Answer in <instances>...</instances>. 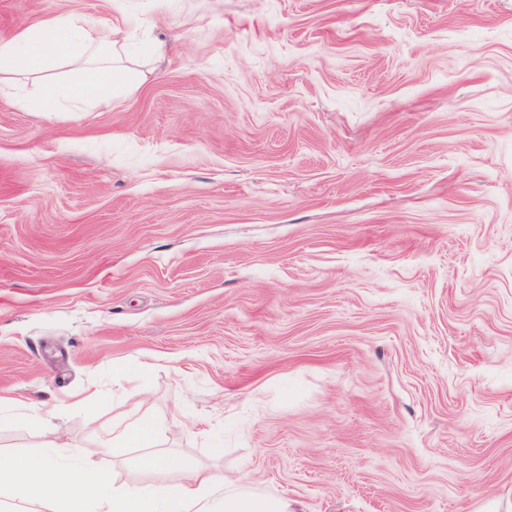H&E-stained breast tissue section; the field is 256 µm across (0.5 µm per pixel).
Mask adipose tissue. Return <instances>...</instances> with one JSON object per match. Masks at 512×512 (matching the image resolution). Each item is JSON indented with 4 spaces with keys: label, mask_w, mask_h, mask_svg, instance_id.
Here are the masks:
<instances>
[{
    "label": "adipose tissue",
    "mask_w": 512,
    "mask_h": 512,
    "mask_svg": "<svg viewBox=\"0 0 512 512\" xmlns=\"http://www.w3.org/2000/svg\"><path fill=\"white\" fill-rule=\"evenodd\" d=\"M122 51L117 40L78 15L44 18L0 37V88L71 58L80 64L74 80L40 83L33 96L18 97V104L42 112L107 108L115 93L134 90L142 78L141 71L122 64ZM158 432L155 420L134 411L123 427L103 432L99 449L116 460L142 449L141 469L177 474L175 482L125 486L104 472L87 476L84 452L49 444L23 459L0 453V489L15 492L25 512L45 506L59 512H296L288 498L258 493L246 481L226 479L189 457L156 453Z\"/></svg>",
    "instance_id": "ef3b65f1"
}]
</instances>
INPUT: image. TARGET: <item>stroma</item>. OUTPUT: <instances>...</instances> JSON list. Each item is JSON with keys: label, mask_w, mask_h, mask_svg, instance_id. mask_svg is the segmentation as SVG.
I'll return each instance as SVG.
<instances>
[{"label": "stroma", "mask_w": 512, "mask_h": 512, "mask_svg": "<svg viewBox=\"0 0 512 512\" xmlns=\"http://www.w3.org/2000/svg\"><path fill=\"white\" fill-rule=\"evenodd\" d=\"M126 41L0 95V453L160 452L297 512H512V0H0ZM122 51L116 39L78 15L41 19L9 37H0V92L17 77L41 75L50 64L71 58L80 64L74 80L41 82L33 97H17V103L41 112L108 108L116 92L134 90L142 78L141 71L121 63Z\"/></svg>", "instance_id": "stroma-1"}]
</instances>
